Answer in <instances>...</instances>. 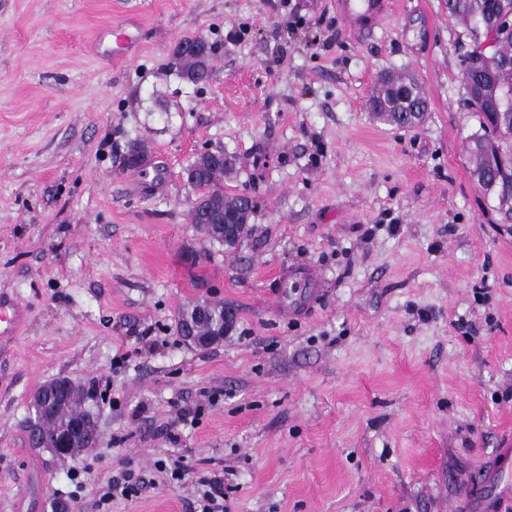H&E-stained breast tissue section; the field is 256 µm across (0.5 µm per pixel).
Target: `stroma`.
Instances as JSON below:
<instances>
[{
    "label": "stroma",
    "instance_id": "obj_1",
    "mask_svg": "<svg viewBox=\"0 0 512 512\" xmlns=\"http://www.w3.org/2000/svg\"><path fill=\"white\" fill-rule=\"evenodd\" d=\"M392 2L355 34L336 0H0V295L28 311L0 339V512H96L127 466L147 485L112 512H186L213 473L232 512H488L512 439V223L471 174L464 24ZM198 38L203 84L177 55ZM387 75L421 86L415 127L374 119ZM204 149L257 204L232 248L189 219ZM302 267L317 304L281 318L276 277ZM197 302L238 314L207 350L176 329ZM59 377L98 391L100 444L65 459L26 432ZM178 459L180 483L155 466Z\"/></svg>",
    "mask_w": 512,
    "mask_h": 512
}]
</instances>
